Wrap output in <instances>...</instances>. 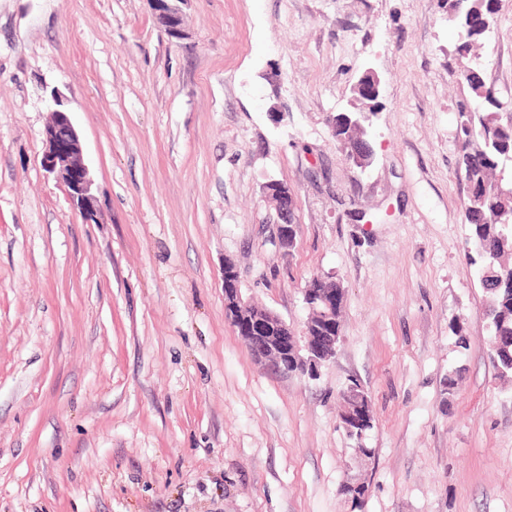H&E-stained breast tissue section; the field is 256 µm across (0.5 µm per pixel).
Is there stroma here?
<instances>
[{"label": "stroma", "instance_id": "35a3bbf8", "mask_svg": "<svg viewBox=\"0 0 512 512\" xmlns=\"http://www.w3.org/2000/svg\"><path fill=\"white\" fill-rule=\"evenodd\" d=\"M451 3L189 0L177 41L148 0H0V512H512L457 79L479 56L512 115V0L469 56ZM369 71L363 169L328 120L362 108ZM57 109L101 223L42 167ZM273 179L294 192L287 250ZM228 260L299 331L306 283L340 280L318 379L273 371L226 321ZM353 379L369 458L339 423Z\"/></svg>", "mask_w": 512, "mask_h": 512}]
</instances>
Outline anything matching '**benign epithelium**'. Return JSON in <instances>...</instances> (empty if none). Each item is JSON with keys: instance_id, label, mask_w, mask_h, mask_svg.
I'll list each match as a JSON object with an SVG mask.
<instances>
[{"instance_id": "benign-epithelium-1", "label": "benign epithelium", "mask_w": 512, "mask_h": 512, "mask_svg": "<svg viewBox=\"0 0 512 512\" xmlns=\"http://www.w3.org/2000/svg\"><path fill=\"white\" fill-rule=\"evenodd\" d=\"M156 24L170 38L182 40L186 37L183 28L182 5L188 0H150ZM358 95L368 101L379 96L378 79L367 74L356 85ZM375 113L368 111L360 116H345L344 126L359 133V136L341 143L350 147L353 161L363 168L372 162L374 153L364 132L373 124ZM47 150L42 167L49 175L61 182L67 191L71 204L87 222L97 223L100 211L92 194L93 179L83 162L79 135L67 112L56 109L46 129ZM267 193L276 199L279 221L275 224L279 245L285 249L294 243L295 221L293 194L288 185L270 180L265 184ZM345 293L336 287V279L330 275H315L303 288V302L309 312L316 313L319 324L313 330L297 333L292 324L273 310L256 306L243 297L239 273L235 264L224 261V313L226 320L243 336L253 355L270 362L282 373L312 377L319 367L336 353V334L333 320L336 301Z\"/></svg>"}]
</instances>
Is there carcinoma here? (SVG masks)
I'll return each instance as SVG.
<instances>
[{
    "mask_svg": "<svg viewBox=\"0 0 512 512\" xmlns=\"http://www.w3.org/2000/svg\"><path fill=\"white\" fill-rule=\"evenodd\" d=\"M452 20L458 31V53L468 52L485 33L470 26L471 13L493 20L497 0H454ZM473 97L468 110L462 113L461 133L464 150L461 168L471 199L467 200L465 219L470 226V241L475 255L470 264L477 267L483 284L499 278L512 280V265L505 258L512 255V176L500 183L490 180L493 171L505 170L512 164V123H502L495 112L497 98L483 83L479 66L475 65L466 81ZM490 310V330L498 345L493 362L504 376L512 374V291L486 290Z\"/></svg>",
    "mask_w": 512,
    "mask_h": 512,
    "instance_id": "1",
    "label": "carcinoma"
}]
</instances>
